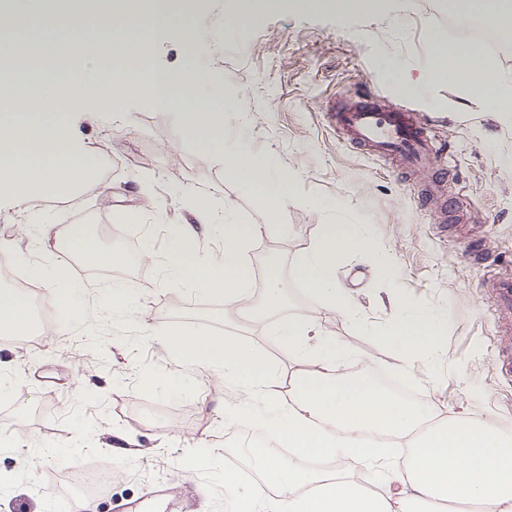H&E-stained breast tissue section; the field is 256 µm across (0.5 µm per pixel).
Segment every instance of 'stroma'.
<instances>
[{
	"instance_id": "obj_1",
	"label": "stroma",
	"mask_w": 512,
	"mask_h": 512,
	"mask_svg": "<svg viewBox=\"0 0 512 512\" xmlns=\"http://www.w3.org/2000/svg\"><path fill=\"white\" fill-rule=\"evenodd\" d=\"M180 26L158 41L144 65L179 77L188 59L227 93L213 108L224 123L223 152L261 157L272 180L288 178V201L275 229L219 159L193 141L176 108L93 86L94 111L67 108L76 145L95 164L97 186L74 199H48L19 218L0 199V240L13 262L52 268L68 241L43 248L36 225L63 228L86 219L112 227L101 249L136 244L140 275L71 276V313H56L51 333H0V512H59L61 488L80 469H107L110 487L97 512L139 500L163 512L152 491L168 485L176 512H230L235 498L278 489L259 462L270 439L237 421L241 406L273 421L264 402L244 403L214 370L182 360L168 336L221 332L263 352L283 375L298 363L276 333L297 314L346 350L337 376L383 374L414 389L442 417L470 419L512 438V376L497 365L499 327L486 295L492 279L512 278V101L471 98L464 81L436 77L429 31L462 48L469 11L456 0H385L384 8L339 14L321 0H256L242 20L230 0H192ZM197 35L186 50L180 28ZM374 96L414 110L434 147L428 169L409 171L353 145L328 117L333 103ZM212 195L226 224H256L241 261L276 275L275 306L248 289L250 314L208 300L179 277L168 227L191 219L194 200ZM351 224L373 243L368 255L339 262L343 286L362 310L348 319L294 279L299 257L325 225ZM131 289L135 310L112 312L113 290ZM425 310L439 324L440 348L425 366L406 368L385 335L402 314ZM134 438L121 456L120 435ZM53 474L39 481L36 469Z\"/></svg>"
}]
</instances>
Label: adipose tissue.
<instances>
[{"label":"adipose tissue","mask_w":512,"mask_h":512,"mask_svg":"<svg viewBox=\"0 0 512 512\" xmlns=\"http://www.w3.org/2000/svg\"><path fill=\"white\" fill-rule=\"evenodd\" d=\"M10 31V42L0 48V74L11 81V95L0 107V199H9L17 212L30 213L47 198L68 200L97 181L88 155L71 145V133L62 104L87 93L88 82L118 88L132 87L160 104L176 106L200 143L220 151L223 123L209 99L198 93L206 76L194 64L182 74L181 91L169 96L166 73L141 66L154 44L170 27L162 0L149 11L127 8L95 11L76 8L73 0H48L26 23L0 11V30ZM434 71L458 80L467 75L473 96L512 98V80L499 77L494 65L475 47L456 51L434 40ZM104 49L118 63L102 68L93 59ZM229 178L250 190L266 222H273L287 201L284 188L271 187L259 160L239 155L225 162ZM220 226L224 262L209 268L194 256L180 254V277L200 292L220 298L225 305L245 304L244 283L249 275L241 254L256 224H219L213 200L198 197L193 220L178 225L177 235L191 243L199 227ZM369 240L347 224H329L316 244L301 255L295 278L314 298L330 309L359 319L360 309L337 277L345 255L366 254ZM312 326L293 320L278 324V333L293 347L304 368L289 380L290 402L282 404V380L254 349L231 339L197 336L175 338L172 345L184 361L204 369L223 367L226 382L250 398L281 405L282 416L271 427L277 451L266 452L263 465L279 485V497L270 512H416L429 502L475 503L484 512H512V439L486 424L458 418L435 423L427 403L405 400L370 379L337 378L335 365L343 348L326 337L310 341ZM389 339L399 344L405 366L426 363L439 347L434 318L413 313L391 325ZM406 447L402 467L393 484L375 496L349 482L345 474L331 478L304 463L309 455L329 453L343 461L386 468L392 459L385 437ZM296 449L283 459L279 448Z\"/></svg>","instance_id":"adipose-tissue-1"}]
</instances>
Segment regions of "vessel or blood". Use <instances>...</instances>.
<instances>
[{
	"label": "vessel or blood",
	"instance_id": "vessel-or-blood-1",
	"mask_svg": "<svg viewBox=\"0 0 512 512\" xmlns=\"http://www.w3.org/2000/svg\"><path fill=\"white\" fill-rule=\"evenodd\" d=\"M332 118L359 145L380 155H391L413 166L433 152L424 124L406 107L387 108L377 98H362L337 107ZM490 299L500 324L502 365L512 369V284L496 281Z\"/></svg>",
	"mask_w": 512,
	"mask_h": 512
}]
</instances>
